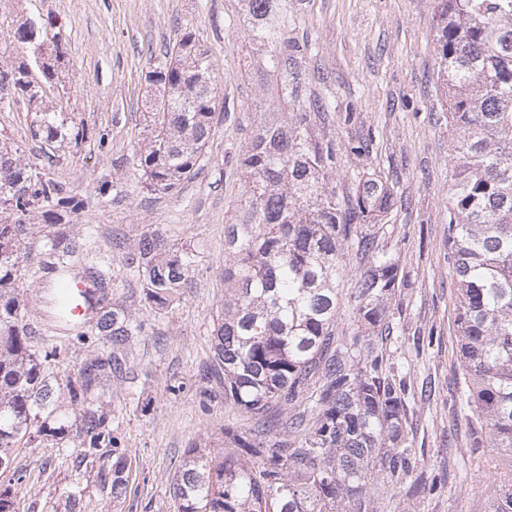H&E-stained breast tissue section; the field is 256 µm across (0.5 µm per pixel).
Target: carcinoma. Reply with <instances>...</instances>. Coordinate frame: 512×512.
<instances>
[{"label": "carcinoma", "mask_w": 512, "mask_h": 512, "mask_svg": "<svg viewBox=\"0 0 512 512\" xmlns=\"http://www.w3.org/2000/svg\"><path fill=\"white\" fill-rule=\"evenodd\" d=\"M250 37L263 49L268 75L288 100V53L274 0H245ZM435 33L437 78L448 105L453 173L448 191V256L458 288L457 327L463 370L460 406L488 447L512 468V0H439ZM52 19L27 18L15 28L22 59L0 64L12 76L13 101L34 107L31 135L49 149L79 145L84 122L45 100L57 88L54 66L40 61ZM165 65L148 73L160 89L147 113V143L134 153L142 185L173 193L193 176L210 137L217 88L209 50L184 33ZM41 80H27L29 69ZM248 204L224 225V307L213 321L210 370L224 380V406L248 421L222 428L187 451L173 487L177 512H378L371 487L379 480L414 497L436 488L426 471L413 474L405 426L407 385L391 373L380 339L393 327L387 303L403 286L397 254L382 245L376 225L393 205L388 180L363 173L355 194L339 198L330 177L332 143L313 136L306 118L274 112L239 155ZM66 186L36 171L21 149L0 134V460L12 450L72 429L93 448L115 456L112 496L129 473L112 410L91 401L101 383L127 376V350L136 316L116 306L98 331L112 346L85 359L67 399L80 414L51 421L42 361L23 324L20 259L39 234L42 217L54 253L80 263L81 244L68 214L79 210ZM356 246V331L336 343L337 282L345 246ZM136 269L144 300L159 308L180 301L194 254L160 235L133 250L115 238ZM415 475L411 482L407 477Z\"/></svg>", "instance_id": "obj_1"}]
</instances>
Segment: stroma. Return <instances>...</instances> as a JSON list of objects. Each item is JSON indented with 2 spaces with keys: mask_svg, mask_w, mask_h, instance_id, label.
<instances>
[{
  "mask_svg": "<svg viewBox=\"0 0 512 512\" xmlns=\"http://www.w3.org/2000/svg\"><path fill=\"white\" fill-rule=\"evenodd\" d=\"M438 0H281L290 44L288 81L296 97L280 99L261 79L262 62L249 36L252 19L242 0H0V45L8 44L20 16L60 24L65 56L56 69L65 90L64 111L84 122L86 139L62 144L49 177L61 181L80 208L71 214L86 266L111 283L108 300L135 312L142 328L128 348V378L95 393L110 404L129 479L113 498L104 476L112 451L91 448L75 434L20 448L0 472L20 512H177L172 486L192 443L241 424L224 407V386L203 381L212 361L211 330L224 304V226L246 200L237 157L269 112L309 113L316 137L336 146L332 180L338 195H351L362 171H378L393 188V211L380 235L397 251L407 276L390 302L395 331L386 356L405 376L409 443L417 466L437 488L418 498L372 491L388 512H491L495 492L512 483L483 434L459 405L462 372L455 323L458 292L448 267V186L453 161L448 114L437 80L435 32ZM193 31L210 51L219 113L195 177L166 196L142 187L132 162L146 135L149 71L165 64L169 45ZM326 103L323 121L312 100ZM27 103L0 104V132L22 148L27 161L41 155L32 138ZM367 141L357 156L350 143ZM147 232L191 249L195 262L179 304L148 305L138 275L112 248L113 238L136 245ZM51 254L34 241L20 263L26 295L24 321L30 345L43 362L52 397L65 393L82 362L111 346L98 330H61L53 319ZM339 283L337 340L356 328L354 269Z\"/></svg>",
  "mask_w": 512,
  "mask_h": 512,
  "instance_id": "1",
  "label": "stroma"
}]
</instances>
